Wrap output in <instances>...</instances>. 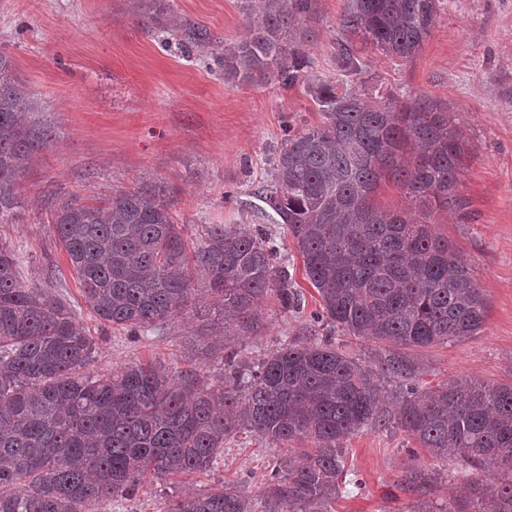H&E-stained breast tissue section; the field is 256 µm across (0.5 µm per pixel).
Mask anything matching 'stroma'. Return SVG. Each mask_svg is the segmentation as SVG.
<instances>
[{"label": "stroma", "mask_w": 512, "mask_h": 512, "mask_svg": "<svg viewBox=\"0 0 512 512\" xmlns=\"http://www.w3.org/2000/svg\"><path fill=\"white\" fill-rule=\"evenodd\" d=\"M169 6L174 34L154 27L152 7ZM245 0H0V48L8 49L18 77L40 95L39 118L55 136L25 173L27 202L19 220L0 224V244L20 253L24 282L50 288L75 312L94 341L93 371L151 362L172 371L193 370L206 382L224 379V357L258 362L297 339L320 310L316 290L301 267L291 274L303 293L297 311L268 299L263 327L254 336L224 341L222 311L201 278L195 302L157 330L139 336L101 324L86 305L42 201L48 197L103 198L143 183L162 186L188 243L209 224L262 232L281 255L295 254L282 225L264 219L253 189L269 184L272 161L285 136L322 123L311 98L315 79L342 80L357 94H426L448 104L464 138L458 192L467 220L431 211L433 232L459 248L477 288L488 301L476 335L446 345L406 348L416 384L477 381L512 384V0H446L431 36L412 60L368 48L355 67L336 54L343 0H317L314 13L295 24L312 61L288 89L279 83L225 78L213 54L244 37L256 17ZM206 28L207 49L185 41L190 28ZM413 442L397 426L366 428L349 438L350 479L333 512H413L418 500L447 508L469 486L495 487V469H469L455 458L410 456ZM284 449L241 431L224 445L204 474L144 482L130 497L112 499L96 512H161L165 500L232 482L259 496L262 479ZM438 472L426 493L402 489L411 466Z\"/></svg>", "instance_id": "35a3bbf8"}]
</instances>
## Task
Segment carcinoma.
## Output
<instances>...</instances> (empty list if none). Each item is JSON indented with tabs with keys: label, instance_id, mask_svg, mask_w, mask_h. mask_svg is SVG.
Instances as JSON below:
<instances>
[{
	"label": "carcinoma",
	"instance_id": "obj_1",
	"mask_svg": "<svg viewBox=\"0 0 512 512\" xmlns=\"http://www.w3.org/2000/svg\"><path fill=\"white\" fill-rule=\"evenodd\" d=\"M442 4L344 0L337 52L351 59L356 46H368L408 61L431 36ZM315 8L316 0H253L261 25L216 56L217 65L234 79L292 86L310 61L288 24ZM312 99L323 122L288 136L272 182L254 191L261 214L295 240L320 297L307 335L337 328L423 348L477 334L487 299L457 249L432 232L430 213L408 218L373 202L390 176L410 196H429L459 215L466 209L457 193L463 134L448 106L428 95L357 96L324 79ZM37 111L36 94L0 51V224L24 210L21 179L52 141L53 131L33 119ZM47 205L85 302L115 329L136 336L187 309L195 276L223 301L226 332L260 328L270 296L284 310L300 309L301 291L263 234L211 224L189 255L154 184ZM19 265L16 249L1 244L0 512H94L150 478L213 469L240 430L277 447H313L288 449L257 498L223 483L179 496L164 512H331L341 495L343 442L393 422L435 458L451 453L506 477L487 498L468 488L452 510L421 500L414 512H512V385L420 388L402 356L373 370L329 336L288 343L251 369L231 353L219 386L154 365L92 375L93 339L69 306L20 281ZM387 377L404 387L394 418L382 392ZM438 478L411 468L402 486L418 490Z\"/></svg>",
	"mask_w": 512,
	"mask_h": 512
}]
</instances>
